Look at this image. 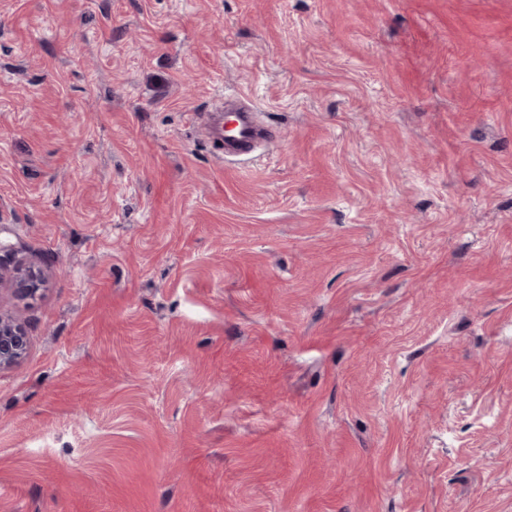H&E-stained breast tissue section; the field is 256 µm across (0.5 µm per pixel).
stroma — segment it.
Masks as SVG:
<instances>
[{"label":"stroma","instance_id":"1","mask_svg":"<svg viewBox=\"0 0 512 512\" xmlns=\"http://www.w3.org/2000/svg\"><path fill=\"white\" fill-rule=\"evenodd\" d=\"M0 241V512H512V0H0ZM264 139L270 143L274 139V130L272 127L264 126L261 130L255 127L244 115L240 118L229 121L227 114L224 117V123L220 130L215 132V139L212 145L217 153L224 149H232L236 154H248L251 152L254 144ZM15 251L12 245L0 242V288H12L25 297L35 296L42 286V272L16 259ZM29 349V336L22 323L0 312V370L18 365Z\"/></svg>","mask_w":512,"mask_h":512}]
</instances>
